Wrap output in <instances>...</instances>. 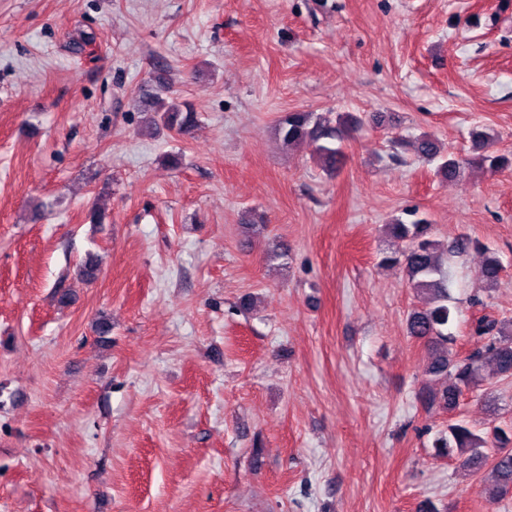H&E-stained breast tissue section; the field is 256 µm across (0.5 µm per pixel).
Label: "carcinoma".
Returning <instances> with one entry per match:
<instances>
[{
	"label": "carcinoma",
	"instance_id": "carcinoma-1",
	"mask_svg": "<svg viewBox=\"0 0 512 512\" xmlns=\"http://www.w3.org/2000/svg\"><path fill=\"white\" fill-rule=\"evenodd\" d=\"M145 107L155 113L151 123L156 127L161 125L185 134L197 124V113L191 105L176 102L166 90L146 100ZM360 123V119L349 114L338 115L332 122L314 112H286L278 119L277 135L288 148L305 141L315 144L324 169L331 172L341 155L340 149L332 146L331 141L342 138L345 132ZM490 140L491 135L486 131L474 133L473 148L478 152L474 158H459L442 152L435 139L427 134L416 139L415 151L428 161L437 162L436 171L444 180L455 181L474 164L492 171L512 164L511 158L486 151ZM388 230L393 237L405 242V248L400 252L382 253L381 264L403 266L410 288L427 297L425 306L408 313L407 333L423 341L430 351L427 375L438 381H449L440 391L430 392L425 405L429 409L438 407L452 412L458 407L463 390L479 386L485 365H492L500 377H512V320L478 319L474 332L485 339V345L472 354L459 356L448 348L456 340L450 331L455 313L448 306V263L471 246L485 252L488 248L462 237L442 250L433 239L432 224L426 219L410 224L398 220L388 225ZM500 273V261L490 256L479 269L478 277L487 287L493 288L499 282ZM434 448L441 456L463 458L469 469L488 468L492 483L481 488V492L490 500H498L512 492V429L495 426L482 436L459 420L448 424V433L435 439Z\"/></svg>",
	"mask_w": 512,
	"mask_h": 512
}]
</instances>
